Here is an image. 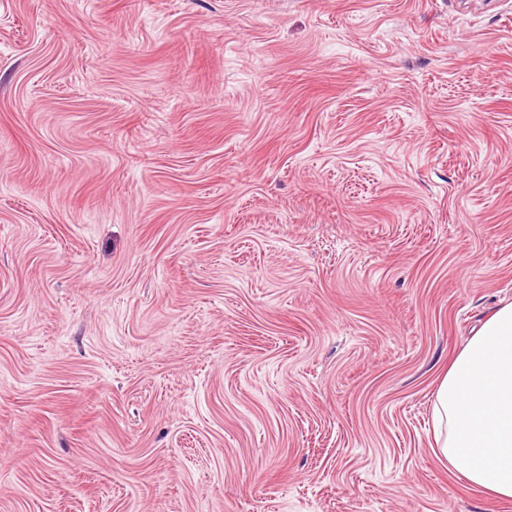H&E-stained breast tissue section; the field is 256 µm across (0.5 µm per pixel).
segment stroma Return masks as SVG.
Instances as JSON below:
<instances>
[{
  "label": "stroma",
  "instance_id": "1",
  "mask_svg": "<svg viewBox=\"0 0 512 512\" xmlns=\"http://www.w3.org/2000/svg\"><path fill=\"white\" fill-rule=\"evenodd\" d=\"M510 302L512 0H0V512H512ZM434 452L486 496L512 499V303L475 331L442 377Z\"/></svg>",
  "mask_w": 512,
  "mask_h": 512
}]
</instances>
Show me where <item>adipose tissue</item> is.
I'll use <instances>...</instances> for the list:
<instances>
[{
  "mask_svg": "<svg viewBox=\"0 0 512 512\" xmlns=\"http://www.w3.org/2000/svg\"><path fill=\"white\" fill-rule=\"evenodd\" d=\"M434 451L486 496L512 499V303L475 331L439 382Z\"/></svg>",
  "mask_w": 512,
  "mask_h": 512,
  "instance_id": "adipose-tissue-1",
  "label": "adipose tissue"
}]
</instances>
